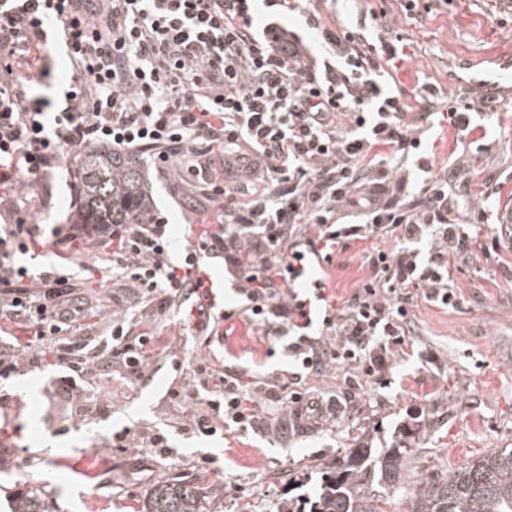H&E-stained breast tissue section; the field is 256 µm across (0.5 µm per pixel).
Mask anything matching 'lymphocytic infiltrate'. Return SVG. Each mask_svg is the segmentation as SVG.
<instances>
[{
    "label": "lymphocytic infiltrate",
    "instance_id": "1",
    "mask_svg": "<svg viewBox=\"0 0 512 512\" xmlns=\"http://www.w3.org/2000/svg\"><path fill=\"white\" fill-rule=\"evenodd\" d=\"M321 0H0V377L52 362L46 389L67 419L112 408L104 384L130 389L164 367L180 371L160 405V425L113 433L108 446L167 453V434L242 436L286 426L307 408L335 417L299 385L327 370L385 382L403 362L415 298L444 308L461 295L448 259L478 246L448 180L434 175L401 92L383 91L394 41L361 25L321 20ZM299 14L322 52L283 26ZM63 37L72 67L61 100L40 95L51 75L48 30ZM90 146L150 153L161 172L207 187L213 222L187 224L172 253L164 218L148 224L28 221L17 195ZM223 157L248 195L232 193ZM69 253L42 264L46 238ZM362 241L368 276L337 300L329 272L336 248ZM110 250L100 287L111 289L106 338L86 334L85 304L67 270L74 256ZM223 266L242 307L206 312L204 277ZM178 309L188 336L217 335L239 319L269 347L283 373L244 391L237 372L206 358L182 360L161 323Z\"/></svg>",
    "mask_w": 512,
    "mask_h": 512
}]
</instances>
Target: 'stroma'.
I'll list each match as a JSON object with an SVG mask.
<instances>
[{"instance_id":"obj_1","label":"stroma","mask_w":512,"mask_h":512,"mask_svg":"<svg viewBox=\"0 0 512 512\" xmlns=\"http://www.w3.org/2000/svg\"><path fill=\"white\" fill-rule=\"evenodd\" d=\"M405 5L362 0L355 12L349 0H340L324 18L330 24L355 18L372 34L399 38L402 56L388 80L409 106L408 121L425 132L434 173L447 174L449 192L465 209L491 192L498 207L512 206V111L476 114L486 135L459 137L447 123L423 118L413 94L418 86L433 87L440 112L452 100L460 106L473 102L469 71L512 57V10L501 0H415L410 11ZM458 146L467 157L461 172L451 157ZM145 167L153 206L174 231L188 222H210L201 184L183 187L153 162ZM71 182L70 167L57 169L33 194L19 197L20 212L35 213L44 224L74 223ZM362 248L358 242L334 257L337 298L349 296L365 276ZM448 276L460 290V305L445 309L416 300L415 356L393 370L390 384L352 388L342 373L331 371L306 380L307 397H335L345 406L333 428L305 411L291 419L280 439L252 432L196 441L172 432L166 456L151 448H107L102 439L113 428L133 420L156 423L176 372L161 370L130 391L112 416L73 425L47 414L44 389L59 375L57 366L46 363L12 375L0 385V394L12 401L9 411L0 412V512H11L23 491L39 495L48 512H138L156 484L175 481L202 487L203 512H279L286 499L311 492L327 467L363 435L383 448L411 429L407 470L415 478L458 467L492 448H512V234H502L498 250L469 263L449 258ZM185 342L190 356L238 370L247 386L288 367L282 356H267L254 336L225 343L189 336ZM204 455L215 458L217 471L198 467Z\"/></svg>"}]
</instances>
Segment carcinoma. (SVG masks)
<instances>
[{
    "label": "carcinoma",
    "instance_id": "cac0c4a2",
    "mask_svg": "<svg viewBox=\"0 0 512 512\" xmlns=\"http://www.w3.org/2000/svg\"><path fill=\"white\" fill-rule=\"evenodd\" d=\"M76 178L84 198L82 224H147L152 217L139 158L100 149L85 155ZM411 451L399 440L384 450L360 437L321 478L307 512H387L389 497L410 501L408 512H512V448H495L467 464L434 471L407 485ZM13 512H45L38 498L20 496ZM142 512H201V489L185 483L154 487Z\"/></svg>",
    "mask_w": 512,
    "mask_h": 512
}]
</instances>
